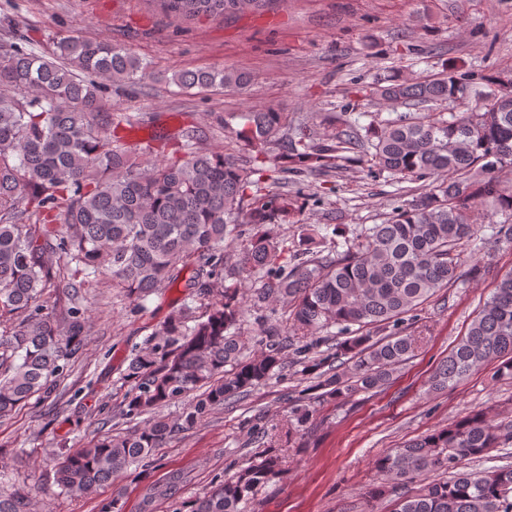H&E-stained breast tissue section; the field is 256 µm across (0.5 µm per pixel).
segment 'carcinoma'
Listing matches in <instances>:
<instances>
[{
    "label": "carcinoma",
    "mask_w": 512,
    "mask_h": 512,
    "mask_svg": "<svg viewBox=\"0 0 512 512\" xmlns=\"http://www.w3.org/2000/svg\"><path fill=\"white\" fill-rule=\"evenodd\" d=\"M160 2L175 15L216 17L260 0ZM506 77L512 72L488 76L486 91L473 99L469 79L446 69L425 78L387 76L374 93L393 107L422 111L370 124L363 136L351 126L291 139L286 112L229 113L224 127L242 121L231 130L239 153L210 151L199 131L189 129L175 155L158 162L156 147L120 145L118 129L131 120L100 103L105 83L156 80L130 49L79 34L62 39L50 58L15 41L0 45V417L36 393L50 397L64 362L80 349L83 313L71 307L56 319L51 293L80 274L122 289L141 309L151 295L183 283L189 302L164 321L157 342L131 359L126 414L187 404L173 420L157 417L131 433L65 450L56 483L72 495L149 466L155 449L273 377L291 340L307 339L296 347L306 357L320 343L317 334L335 327L348 335L304 366L316 376L306 393L317 390V398L340 403L386 384L414 351L401 325L441 290L465 284L463 246L489 224L512 249V181L500 178L512 169ZM167 82L241 94L250 75L223 65L175 72ZM438 102L462 104L465 111H432ZM357 143L362 155H346ZM341 161L431 184L362 229L343 251L328 224L301 225L296 248L289 247L271 228L288 223L296 210L283 177L325 174ZM494 214L503 220L494 222ZM236 243L233 261L229 249ZM255 277L262 286L252 307L272 309L247 336L242 288ZM251 344L260 349L249 355ZM342 356L339 371L334 360ZM491 362L497 375L512 377V270L437 365L429 389L453 386ZM290 414L298 432L312 411L296 403ZM506 443H512L511 420L473 411L391 449L376 464L384 482L364 496H392L390 512H512V466L460 470L463 461L483 459ZM282 463L281 453L260 452L215 480L188 512H244ZM180 485L173 475L150 491L170 499ZM34 506L24 492L0 491V512H34Z\"/></svg>",
    "instance_id": "cac0c4a2"
}]
</instances>
